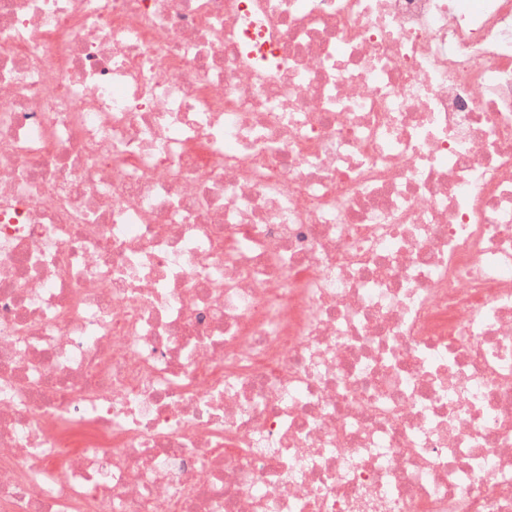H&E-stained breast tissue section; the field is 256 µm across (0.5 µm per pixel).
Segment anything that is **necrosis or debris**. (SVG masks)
I'll use <instances>...</instances> for the list:
<instances>
[{
	"label": "necrosis or debris",
	"mask_w": 512,
	"mask_h": 512,
	"mask_svg": "<svg viewBox=\"0 0 512 512\" xmlns=\"http://www.w3.org/2000/svg\"><path fill=\"white\" fill-rule=\"evenodd\" d=\"M0 512H512V0H0Z\"/></svg>",
	"instance_id": "1"
}]
</instances>
